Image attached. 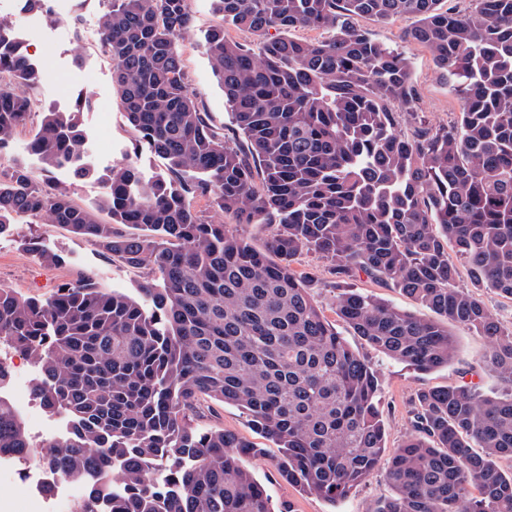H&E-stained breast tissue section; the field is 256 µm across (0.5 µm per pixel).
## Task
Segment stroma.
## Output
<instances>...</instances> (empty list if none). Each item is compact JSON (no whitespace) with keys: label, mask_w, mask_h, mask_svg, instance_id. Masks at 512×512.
I'll return each mask as SVG.
<instances>
[{"label":"stroma","mask_w":512,"mask_h":512,"mask_svg":"<svg viewBox=\"0 0 512 512\" xmlns=\"http://www.w3.org/2000/svg\"><path fill=\"white\" fill-rule=\"evenodd\" d=\"M192 17L188 36L180 42L183 65L191 87L212 125L223 128L226 137H233L234 126L224 92L212 73L204 53L206 32L219 18L213 12L211 0H187ZM105 9L104 0H68L65 9H47L25 13L17 0H8L0 9V21L9 23L24 43L33 63L43 71L44 79L30 89L35 102L27 126L14 138L7 158L26 161L35 177H43L40 160L29 152V143L44 112H77L86 133L81 147L85 162L98 171L111 169L123 160L133 162L144 178L164 173V162L147 150H136V132L123 110L120 93L112 82V62L100 47L99 17ZM359 24L377 41L398 47L412 61V76L418 90L417 112L427 123L438 126L458 120L459 101L447 79L435 65L431 55L411 40L409 30L414 22L401 19L380 23L368 18ZM89 95L83 110H76L79 96ZM53 180L70 187L76 203L89 206L99 198L101 186L97 180L79 178L72 168H56L48 173ZM38 240L43 250L61 255V266L45 264L39 255L28 249L29 240ZM294 273L310 277L315 282L313 294L328 320H335L336 297L343 289L370 293L416 316L431 318L429 309L397 289L360 276L338 283L330 265L318 255L304 253L292 265ZM92 275L101 288L135 295L139 283L148 277L146 270L124 266L99 252L91 243L76 237L58 224H32L20 221L13 232L0 237V287L10 288L25 297L44 299L55 293L58 286L79 275ZM459 355L455 362L429 374L414 371L406 364L383 358L353 333L345 338L353 349L364 355L375 370L382 385L381 410L387 427V445L394 448L409 429L411 411L417 393L427 387L460 382L471 365L479 362L486 350L484 337L455 327ZM38 374L37 364L29 357L17 356L15 383L8 398L17 403L30 435H51L61 426L64 414L46 413L34 401L31 385ZM208 425L238 433L270 455L276 454L273 442L261 438L248 424L245 415L232 405L216 407L207 419ZM268 459L249 461L248 467L264 486L274 508L291 505L293 512H331L330 505L315 496L304 494L285 482Z\"/></svg>","instance_id":"obj_1"}]
</instances>
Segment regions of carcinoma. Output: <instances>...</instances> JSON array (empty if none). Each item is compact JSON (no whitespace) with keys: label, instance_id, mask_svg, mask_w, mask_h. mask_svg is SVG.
<instances>
[{"label":"carcinoma","instance_id":"carcinoma-1","mask_svg":"<svg viewBox=\"0 0 512 512\" xmlns=\"http://www.w3.org/2000/svg\"><path fill=\"white\" fill-rule=\"evenodd\" d=\"M211 2L222 23L204 51L241 145L209 124L183 69L187 0H107L101 49L138 142L167 175L114 165L97 177L91 209L22 161L0 168V236L20 219L61 224L152 274L136 297L90 275L44 301L0 288V346L34 359V398L70 421L63 440L36 452L0 394V455H32L83 486L82 512L109 493L112 512H275L245 465L265 449L198 424L230 404L276 445L288 484L333 506L381 469L390 494L374 512H512V472L500 466L512 459V396L469 382L425 388L409 432L388 447L375 371L291 268L313 252L336 277L385 282L437 315L340 294L338 321L385 358L422 374L446 367L457 325L486 339L482 364L512 385V329L456 286L449 259L512 298V0H473L465 12L441 0ZM359 17L417 19L408 36L458 95V122L398 131L415 116L412 63ZM41 78L0 21V153L34 106L17 88ZM84 140L76 113L50 110L31 151L46 172L71 166L86 178ZM249 224L274 228L266 251L239 230Z\"/></svg>","mask_w":512,"mask_h":512}]
</instances>
